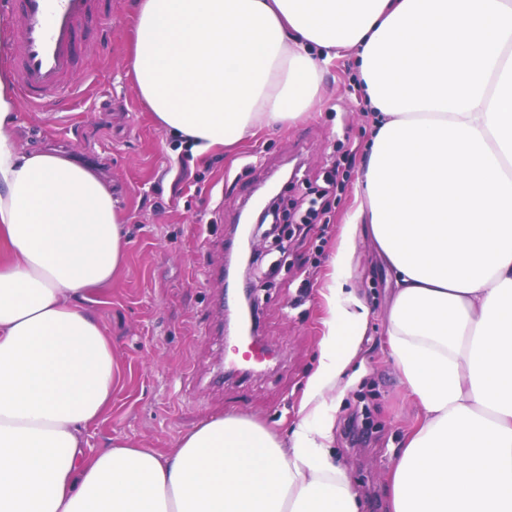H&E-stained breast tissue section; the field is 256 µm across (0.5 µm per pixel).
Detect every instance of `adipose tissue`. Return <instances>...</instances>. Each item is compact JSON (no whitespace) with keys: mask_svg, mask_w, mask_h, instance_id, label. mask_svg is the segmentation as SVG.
I'll list each match as a JSON object with an SVG mask.
<instances>
[{"mask_svg":"<svg viewBox=\"0 0 512 512\" xmlns=\"http://www.w3.org/2000/svg\"><path fill=\"white\" fill-rule=\"evenodd\" d=\"M351 49L378 123L303 405L324 408L356 353L365 318L338 287L369 225L421 408L390 512H512V0H137L130 67L201 156L294 122ZM15 110L0 75V512H358L311 414L287 441L232 414L167 452L90 447L121 369L82 302L123 265L125 216L90 170L19 153Z\"/></svg>","mask_w":512,"mask_h":512,"instance_id":"adipose-tissue-1","label":"adipose tissue"}]
</instances>
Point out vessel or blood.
Segmentation results:
<instances>
[{"label": "vessel or blood", "mask_w": 512, "mask_h": 512, "mask_svg": "<svg viewBox=\"0 0 512 512\" xmlns=\"http://www.w3.org/2000/svg\"><path fill=\"white\" fill-rule=\"evenodd\" d=\"M111 14L109 0H0V21L9 31L5 60L26 106L70 99L81 59L102 53L91 26Z\"/></svg>", "instance_id": "1"}]
</instances>
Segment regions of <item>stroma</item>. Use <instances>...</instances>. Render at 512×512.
<instances>
[{"mask_svg":"<svg viewBox=\"0 0 512 512\" xmlns=\"http://www.w3.org/2000/svg\"><path fill=\"white\" fill-rule=\"evenodd\" d=\"M134 2L112 0V19L99 32L106 53L88 61L72 103L55 112L18 106L13 126L20 151L55 152L96 174L127 220L128 259L86 302L126 373L111 408L90 427V444L104 451L125 438L167 451L204 421L230 414L290 438L320 365L326 274L375 130L354 80L355 57L348 51L333 61L311 112L200 157L154 121L129 73ZM271 185L283 189L293 215L286 249L259 239L250 264L240 263L242 219ZM228 261L237 286L257 290L259 340L273 352L248 375L228 358L236 331L217 275ZM347 264L344 294L361 301L366 324L326 395L332 453L359 512H389L387 478L419 408L390 354L394 274L369 233L358 235ZM354 417L368 426L367 443L348 442Z\"/></svg>","mask_w":512,"mask_h":512,"instance_id":"obj_1","label":"stroma"}]
</instances>
